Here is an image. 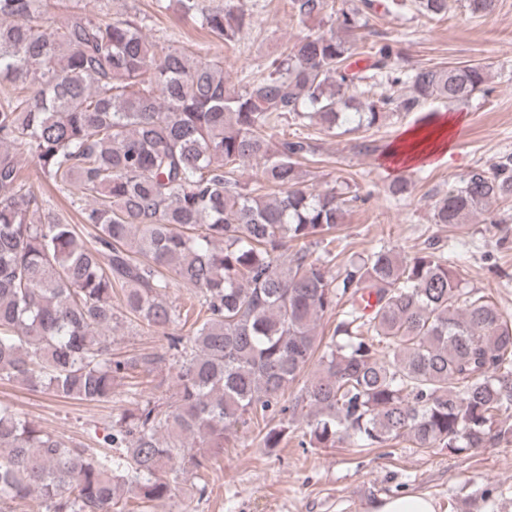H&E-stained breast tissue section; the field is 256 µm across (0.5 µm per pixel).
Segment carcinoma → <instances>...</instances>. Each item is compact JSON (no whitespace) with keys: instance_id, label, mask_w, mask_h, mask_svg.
Segmentation results:
<instances>
[{"instance_id":"obj_1","label":"carcinoma","mask_w":512,"mask_h":512,"mask_svg":"<svg viewBox=\"0 0 512 512\" xmlns=\"http://www.w3.org/2000/svg\"><path fill=\"white\" fill-rule=\"evenodd\" d=\"M210 35L234 40L251 21L244 0L208 8L174 0ZM336 12L306 33L265 77L236 89L224 63L147 40L130 15L92 18L75 0H0V382L19 381L64 401L132 405L112 418L99 448L65 441L0 402V512L36 495L43 512H147L181 484L204 495L202 473L246 420L279 417L262 436L273 454L307 418L311 448L408 442L451 455L512 443V321L466 291L444 253L401 257L381 248L331 266L333 232L361 200L302 185L305 137L274 138L278 120L330 131L356 105L371 128L429 101L471 98L481 65L421 67L407 78L393 47L371 46L351 67L366 14L379 0ZM384 11L430 18L448 0H386ZM301 22L326 15L328 0H291ZM407 93L376 94L378 79ZM80 216L69 224L21 176V160ZM258 162L256 182L234 177ZM512 201V155L471 170L435 201V224L461 227ZM94 234L88 237L85 227ZM325 242L311 261L291 243ZM194 288L202 322L184 333L167 300L172 281ZM172 356V401L118 386L151 377L164 356L112 353V294ZM375 297L369 313L364 296ZM336 314L329 341L319 321ZM292 397L285 391L312 361Z\"/></svg>"}]
</instances>
